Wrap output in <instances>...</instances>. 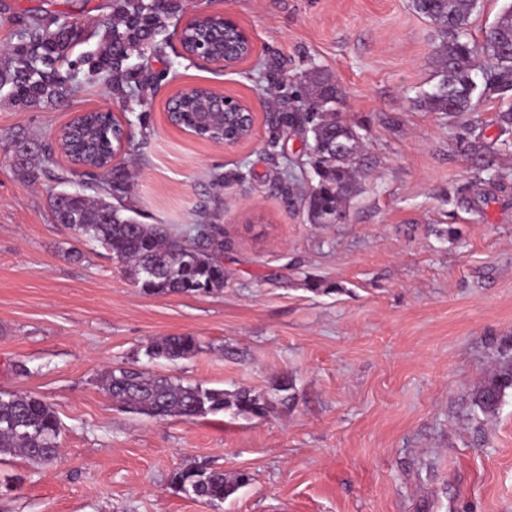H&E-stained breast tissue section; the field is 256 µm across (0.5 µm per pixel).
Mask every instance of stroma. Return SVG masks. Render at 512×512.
Masks as SVG:
<instances>
[{"instance_id":"stroma-1","label":"stroma","mask_w":512,"mask_h":512,"mask_svg":"<svg viewBox=\"0 0 512 512\" xmlns=\"http://www.w3.org/2000/svg\"><path fill=\"white\" fill-rule=\"evenodd\" d=\"M184 9L234 17L252 56L224 72L178 57L171 19L122 102L76 64L110 0H0V49L22 43L34 13L83 32L61 67L68 98L22 105L0 89V391L39 396L64 425L52 464L0 458V512H512V389L492 414L471 402L512 366V127L497 123L512 103L417 107L441 38L411 0ZM315 72L338 83L336 111L362 138L337 224L311 223L288 195L293 177L318 181L302 125L281 121ZM193 85L246 102L251 137L227 149L169 125L167 99ZM100 108L132 131L121 204L177 235L207 214L222 293L145 294L54 219L53 196L82 180L54 135ZM476 146L494 150L492 166H478ZM174 335L200 351L174 364L146 356ZM120 367L263 399L287 378L293 400L263 418L134 415L101 385ZM197 463L252 480L213 507L174 480Z\"/></svg>"}]
</instances>
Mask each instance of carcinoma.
I'll list each match as a JSON object with an SVG mask.
<instances>
[{
    "label": "carcinoma",
    "instance_id": "1",
    "mask_svg": "<svg viewBox=\"0 0 512 512\" xmlns=\"http://www.w3.org/2000/svg\"><path fill=\"white\" fill-rule=\"evenodd\" d=\"M478 0H412L414 10L440 33L436 60L438 81L425 94L421 105L429 112L463 115L478 110L489 95L512 94V4L485 31L484 48L496 61L482 68L468 26ZM112 13L104 22L101 46L81 56L89 78L107 75L112 96L125 100L135 78L131 56L149 50L166 36L167 19L182 10V0H112ZM26 42L0 59V87L8 86L19 103L55 102L69 95L68 78L58 63L68 45L79 37L76 26L32 15L24 23ZM340 90L329 77L314 74L304 93L297 97V110L307 104L319 108L309 125L310 154L319 180L303 193L308 218L314 224H335L346 217V202L356 188L355 160L361 148L359 133L336 116ZM120 128L106 113H92L75 127L65 147L73 162L89 165L112 160ZM126 185L124 168L113 165L103 175V187L94 195L76 192L54 202L57 223L76 235L99 244L123 264L125 273L149 295L169 293L205 295L224 288V266L204 247L206 214L194 234L173 236L161 224H141L112 204V193ZM200 349L193 336H166L152 342L146 355L153 360L177 362ZM102 383L112 399L128 412L154 418H195L233 408L237 414L263 417L275 404H288L292 384L287 379L275 385L277 403L262 400L247 391L234 396L217 388L184 385L166 376L130 368L108 370ZM512 389V367L500 369L478 386L472 403L483 413L495 412L506 390ZM62 423L53 407L32 395L0 393V457L20 455L34 462H50L59 447ZM175 481L197 490V499L220 503L250 481L246 472L229 479L224 472L198 463L175 475Z\"/></svg>",
    "mask_w": 512,
    "mask_h": 512
}]
</instances>
